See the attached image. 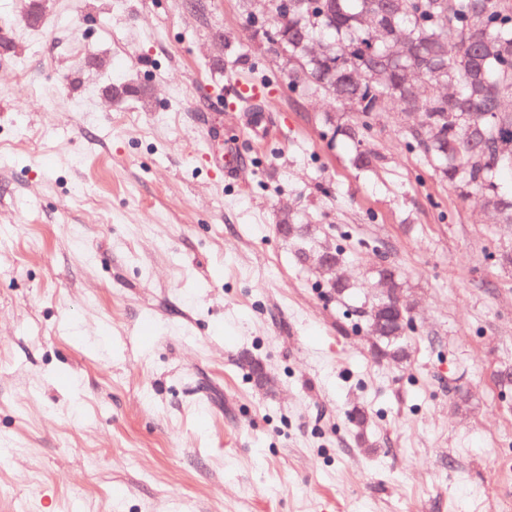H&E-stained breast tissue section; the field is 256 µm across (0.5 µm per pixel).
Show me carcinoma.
I'll use <instances>...</instances> for the list:
<instances>
[{
	"instance_id": "1",
	"label": "carcinoma",
	"mask_w": 512,
	"mask_h": 512,
	"mask_svg": "<svg viewBox=\"0 0 512 512\" xmlns=\"http://www.w3.org/2000/svg\"><path fill=\"white\" fill-rule=\"evenodd\" d=\"M288 84L317 91L367 118L374 112H422L408 145L434 163L462 195L475 194L500 223L512 224V195L498 173L512 167V0H288ZM365 120L333 130L360 142ZM341 264V249L316 252ZM367 331L393 362L409 357L406 336Z\"/></svg>"
}]
</instances>
